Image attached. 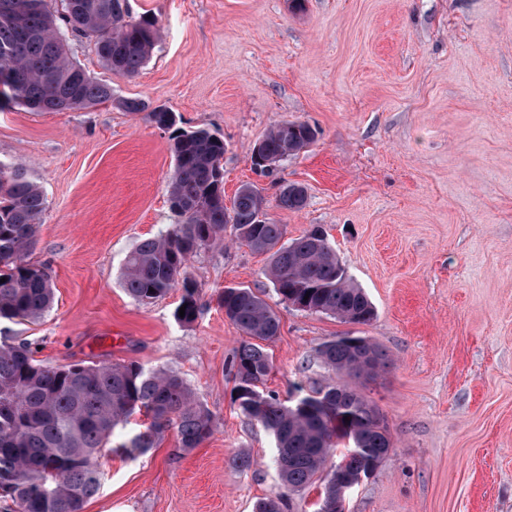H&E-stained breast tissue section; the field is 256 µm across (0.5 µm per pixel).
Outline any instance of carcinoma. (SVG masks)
Returning a JSON list of instances; mask_svg holds the SVG:
<instances>
[{"mask_svg": "<svg viewBox=\"0 0 512 512\" xmlns=\"http://www.w3.org/2000/svg\"><path fill=\"white\" fill-rule=\"evenodd\" d=\"M0 0V110L21 106L34 112L84 109L114 100L112 84L91 77L67 53L61 27L93 42L103 65L132 77L147 64L162 37L158 20L134 16L128 0ZM80 79L71 81V76ZM129 112H144L170 133L175 167L169 186L177 223L140 240L125 256L120 282L139 303H150L172 288H182V324L199 313L198 286L187 276L190 259L224 239L268 255L267 275L281 301L301 310L366 324L375 309L350 281L319 227L285 240L284 225L259 220L260 192L242 185L232 206L224 205V140L205 129L185 131L177 115L142 100L117 102ZM316 130L285 121L258 141L274 161L310 145ZM297 211L304 187L281 185L277 198ZM45 199L26 167L0 159V320H39L54 301L51 277L27 261ZM225 316L247 337L232 361L234 399L243 415L272 433L275 464L284 485L300 491L323 475L322 498L336 493L335 463L356 473L393 448L379 409L356 389L327 384L286 405L261 389L272 369L264 343L279 332L275 310L250 288H226L218 296ZM319 354L329 366L358 379L388 365L384 350L371 341L354 350L342 338L324 342ZM143 414L151 423L128 440L114 443L117 430ZM173 428L181 448L199 447L214 432L215 421L185 379L168 369L136 364L85 362L64 367L39 363L30 346L0 338V492L14 512H82L102 485L103 450L146 454L160 435ZM348 441L346 453L334 450Z\"/></svg>", "mask_w": 512, "mask_h": 512, "instance_id": "1", "label": "carcinoma"}]
</instances>
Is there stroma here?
Here are the masks:
<instances>
[{"label":"stroma","mask_w":512,"mask_h":512,"mask_svg":"<svg viewBox=\"0 0 512 512\" xmlns=\"http://www.w3.org/2000/svg\"><path fill=\"white\" fill-rule=\"evenodd\" d=\"M129 3L163 30L136 76L67 37L114 101L0 111V158L26 165L46 199L28 259L55 290L42 319L0 328L52 366L174 369L216 427L189 451L170 429L146 455L102 456V488L83 512H254L285 493L272 437L233 399L243 335L217 303L228 286L253 289L280 318L264 389L281 401L341 380L318 354L325 341L362 336L387 352L389 366L355 386L384 415L393 449L351 490L348 512H512V0ZM122 99L223 139L225 201L251 183L287 238L321 226L375 319L281 302L265 256L228 238L188 264L194 323L174 317L181 288L130 298L119 271L136 242L173 224L174 161L167 133ZM284 121L308 123L315 141L275 175L255 172L254 143ZM280 180L305 187L303 209L278 205Z\"/></svg>","instance_id":"1"}]
</instances>
